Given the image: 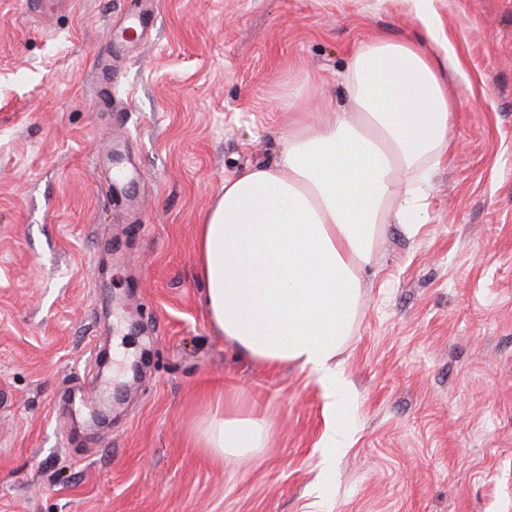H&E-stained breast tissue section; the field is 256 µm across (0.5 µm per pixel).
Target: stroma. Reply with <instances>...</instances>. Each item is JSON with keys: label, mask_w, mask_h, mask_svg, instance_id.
<instances>
[{"label": "stroma", "mask_w": 512, "mask_h": 512, "mask_svg": "<svg viewBox=\"0 0 512 512\" xmlns=\"http://www.w3.org/2000/svg\"><path fill=\"white\" fill-rule=\"evenodd\" d=\"M54 2L0 0V512H512V0L428 4L448 156L360 273L328 470L324 388L213 328L197 226L289 99L328 116L355 46L421 37L412 0H155L137 43L141 0ZM219 386L269 448L196 446Z\"/></svg>", "instance_id": "1"}]
</instances>
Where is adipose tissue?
<instances>
[{
	"mask_svg": "<svg viewBox=\"0 0 512 512\" xmlns=\"http://www.w3.org/2000/svg\"><path fill=\"white\" fill-rule=\"evenodd\" d=\"M424 39L376 38L353 51L343 80L350 109L308 121L296 113L273 163L225 179L197 234L203 303L213 327L243 355L308 370L337 417L323 441L341 447L352 408L337 371L386 225L415 237L433 165L448 152L456 109L450 58L425 7ZM270 424L216 398L198 447L235 459L266 447Z\"/></svg>",
	"mask_w": 512,
	"mask_h": 512,
	"instance_id": "obj_1",
	"label": "adipose tissue"
}]
</instances>
